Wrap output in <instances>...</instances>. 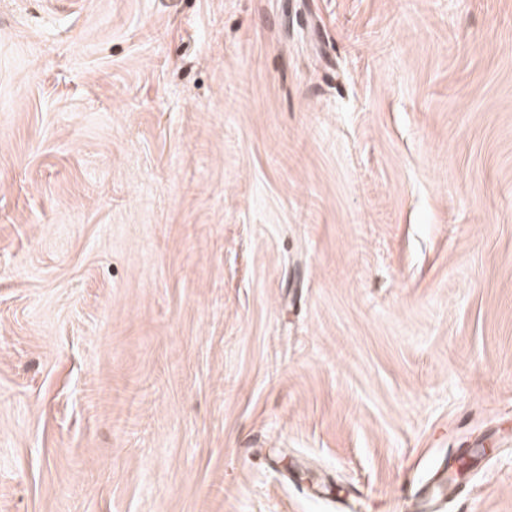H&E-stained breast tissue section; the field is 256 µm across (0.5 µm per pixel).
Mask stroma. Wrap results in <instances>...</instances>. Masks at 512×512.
<instances>
[{
  "mask_svg": "<svg viewBox=\"0 0 512 512\" xmlns=\"http://www.w3.org/2000/svg\"><path fill=\"white\" fill-rule=\"evenodd\" d=\"M0 512H512V0H0Z\"/></svg>",
  "mask_w": 512,
  "mask_h": 512,
  "instance_id": "stroma-1",
  "label": "stroma"
}]
</instances>
